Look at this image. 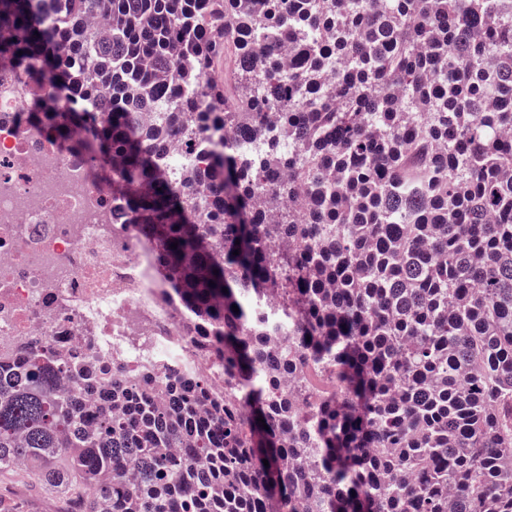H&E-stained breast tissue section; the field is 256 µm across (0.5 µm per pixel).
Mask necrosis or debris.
<instances>
[{
	"label": "necrosis or debris",
	"mask_w": 512,
	"mask_h": 512,
	"mask_svg": "<svg viewBox=\"0 0 512 512\" xmlns=\"http://www.w3.org/2000/svg\"><path fill=\"white\" fill-rule=\"evenodd\" d=\"M32 106L26 76L0 62V354L41 336L80 355L90 374L116 355L133 364L167 357L208 365L223 389V365L181 327L135 226L112 214L123 186L111 160H90L30 126Z\"/></svg>",
	"instance_id": "4bbe7bcc"
}]
</instances>
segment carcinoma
Wrapping results in <instances>:
<instances>
[{"label":"carcinoma","instance_id":"1","mask_svg":"<svg viewBox=\"0 0 512 512\" xmlns=\"http://www.w3.org/2000/svg\"><path fill=\"white\" fill-rule=\"evenodd\" d=\"M2 33L97 101L29 116L112 158L224 391L29 338L0 512H512V0H0Z\"/></svg>","mask_w":512,"mask_h":512}]
</instances>
